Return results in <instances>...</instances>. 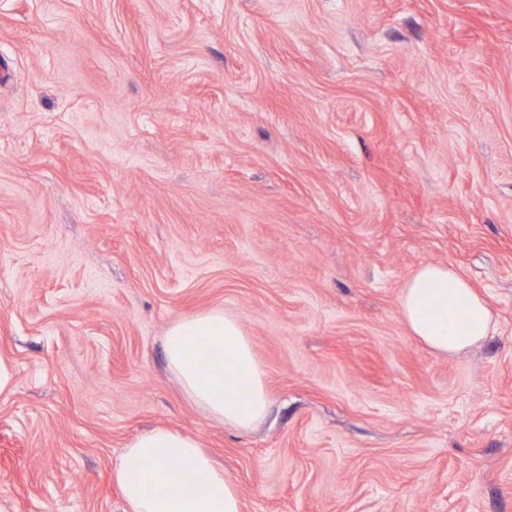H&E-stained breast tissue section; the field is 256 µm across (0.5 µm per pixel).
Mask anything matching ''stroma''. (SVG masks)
I'll use <instances>...</instances> for the list:
<instances>
[{"mask_svg":"<svg viewBox=\"0 0 512 512\" xmlns=\"http://www.w3.org/2000/svg\"><path fill=\"white\" fill-rule=\"evenodd\" d=\"M424 263L490 304L439 355ZM236 317L266 418L168 372L176 319ZM0 504L131 512L153 426L243 512H512V0H0ZM400 312L409 332L432 351L454 355L494 331L484 297L451 266L426 263L405 281Z\"/></svg>","mask_w":512,"mask_h":512,"instance_id":"1","label":"stroma"}]
</instances>
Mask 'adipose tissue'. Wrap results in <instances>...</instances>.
<instances>
[{
    "label": "adipose tissue",
    "instance_id": "1",
    "mask_svg": "<svg viewBox=\"0 0 512 512\" xmlns=\"http://www.w3.org/2000/svg\"><path fill=\"white\" fill-rule=\"evenodd\" d=\"M400 312L409 332L441 355L460 353L495 328L486 299L444 264H423L408 277ZM163 348L171 375L215 420L246 431L264 418L265 374L237 318L212 309L178 319ZM112 474L132 512H243L235 483L198 440L165 427L127 443Z\"/></svg>",
    "mask_w": 512,
    "mask_h": 512
}]
</instances>
